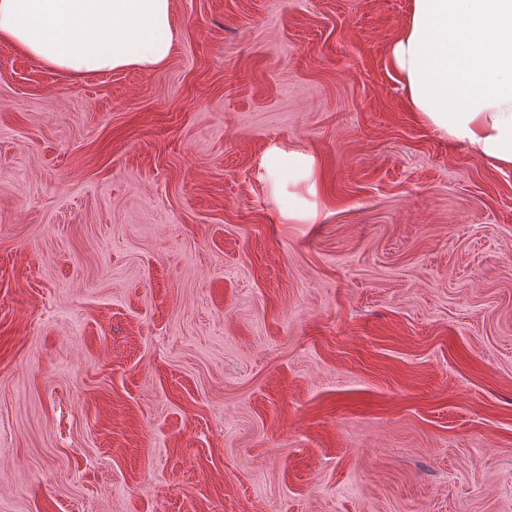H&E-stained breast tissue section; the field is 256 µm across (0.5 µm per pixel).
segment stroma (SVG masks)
Instances as JSON below:
<instances>
[{"instance_id": "1", "label": "stroma", "mask_w": 512, "mask_h": 512, "mask_svg": "<svg viewBox=\"0 0 512 512\" xmlns=\"http://www.w3.org/2000/svg\"><path fill=\"white\" fill-rule=\"evenodd\" d=\"M173 8L151 71L0 44V512H512V172L407 109L408 0ZM266 169L273 194H288L286 219L293 223H315L319 217L314 200L317 194L315 157L274 148L267 155Z\"/></svg>"}]
</instances>
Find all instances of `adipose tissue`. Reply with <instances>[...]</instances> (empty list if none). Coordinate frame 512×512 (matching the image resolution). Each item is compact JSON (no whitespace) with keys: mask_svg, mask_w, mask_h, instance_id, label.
Returning <instances> with one entry per match:
<instances>
[{"mask_svg":"<svg viewBox=\"0 0 512 512\" xmlns=\"http://www.w3.org/2000/svg\"><path fill=\"white\" fill-rule=\"evenodd\" d=\"M174 35L172 0H0V43L74 75L156 69ZM388 58L422 125L512 171V0H410ZM266 169L286 219L315 223V157L275 148Z\"/></svg>","mask_w":512,"mask_h":512,"instance_id":"obj_1","label":"adipose tissue"}]
</instances>
